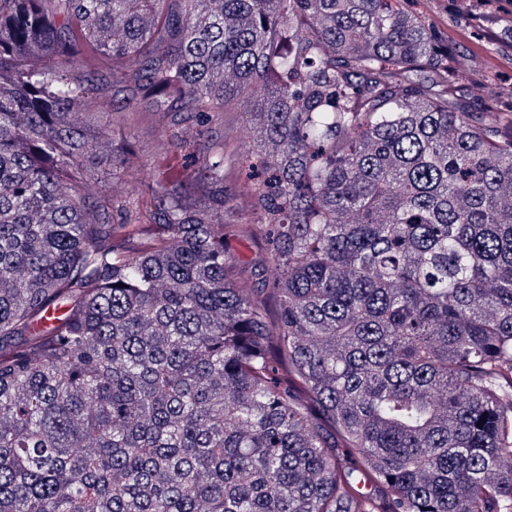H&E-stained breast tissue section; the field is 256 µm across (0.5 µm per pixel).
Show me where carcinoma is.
<instances>
[{
	"instance_id": "obj_1",
	"label": "carcinoma",
	"mask_w": 512,
	"mask_h": 512,
	"mask_svg": "<svg viewBox=\"0 0 512 512\" xmlns=\"http://www.w3.org/2000/svg\"><path fill=\"white\" fill-rule=\"evenodd\" d=\"M408 2L0 0V512H512V109H460ZM130 81L249 117L276 312L223 141L125 206L67 183ZM238 183L237 169L228 170L224 187L233 199L224 209V258L233 266L238 288L251 297H267L274 288L273 258L252 203L239 191Z\"/></svg>"
}]
</instances>
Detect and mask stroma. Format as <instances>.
<instances>
[{
    "label": "stroma",
    "mask_w": 512,
    "mask_h": 512,
    "mask_svg": "<svg viewBox=\"0 0 512 512\" xmlns=\"http://www.w3.org/2000/svg\"><path fill=\"white\" fill-rule=\"evenodd\" d=\"M418 8L444 43L458 40L469 51L468 57L455 62L456 69L466 75L463 105L496 112L512 101V26L506 25L496 0H490L476 18L468 16L464 0L453 5L448 0H418ZM135 104L136 111L108 116L109 148L131 150L134 164L117 173L104 164L79 175L78 185L89 199L109 196L119 204L146 186L184 180L193 172L171 137L178 133L193 138L195 147H202L194 118L186 112L156 109L140 98ZM238 183V171L228 170L224 186L231 200L224 212V256L233 267L238 287L249 296L264 297L273 286V258L252 204Z\"/></svg>",
    "instance_id": "1"
}]
</instances>
